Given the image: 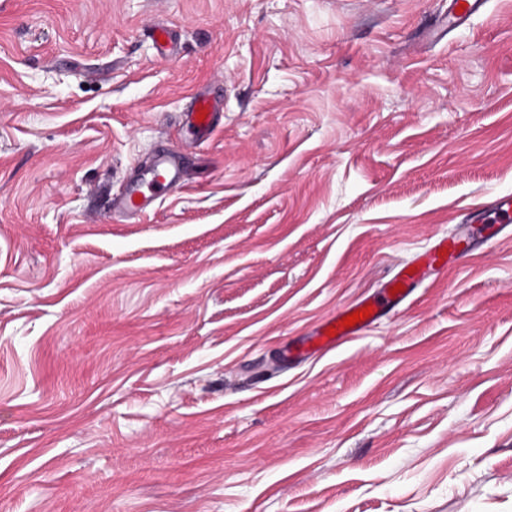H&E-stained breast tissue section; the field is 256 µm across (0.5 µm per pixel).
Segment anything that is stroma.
<instances>
[{"label": "stroma", "mask_w": 512, "mask_h": 512, "mask_svg": "<svg viewBox=\"0 0 512 512\" xmlns=\"http://www.w3.org/2000/svg\"><path fill=\"white\" fill-rule=\"evenodd\" d=\"M447 12L0 0V512H512V240L278 361L512 194V0ZM216 84L189 184L109 221ZM460 3H464V12H459ZM486 0H448V30L465 26L469 20L484 10ZM150 37L156 43L157 56L161 59H168L177 54V48L172 40V30L161 26L154 25L150 27ZM165 41V44H162Z\"/></svg>", "instance_id": "obj_1"}]
</instances>
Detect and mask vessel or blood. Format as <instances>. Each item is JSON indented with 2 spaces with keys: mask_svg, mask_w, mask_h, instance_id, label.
I'll return each mask as SVG.
<instances>
[{
  "mask_svg": "<svg viewBox=\"0 0 512 512\" xmlns=\"http://www.w3.org/2000/svg\"><path fill=\"white\" fill-rule=\"evenodd\" d=\"M485 5L486 0H448L449 29L465 26L474 15L483 11ZM150 36L156 44L159 58L168 59L176 55L177 48L171 29L154 25L150 28ZM188 99L186 126L192 134L191 139L177 146L159 143L144 160L137 162L133 176L127 179L123 190L110 201L108 211L111 215L126 220L142 219L153 211L161 196L187 184L193 154L220 123L224 110V91L220 88L197 89L189 93ZM202 109L206 110L207 116L201 121L197 115ZM487 223L495 224L501 234L512 228V196H490L486 202L468 213L465 223L460 225L455 236L435 238L431 247L418 255L413 264H398L396 273L382 284L376 294L342 306L326 318L311 336L296 345L284 347L280 354L281 362L286 364L315 353L325 355L336 351L364 336L383 312L410 309L418 300L419 287L430 277L444 274L450 263L468 254L476 241V225ZM412 265L417 268L413 274L408 271ZM398 284L403 285V292L392 293V286ZM368 303L374 308L371 318L354 327L341 328L342 318L363 309ZM333 325L337 326L338 331L336 336L331 337L326 329Z\"/></svg>",
  "mask_w": 512,
  "mask_h": 512,
  "instance_id": "vessel-or-blood-1",
  "label": "vessel or blood"
}]
</instances>
